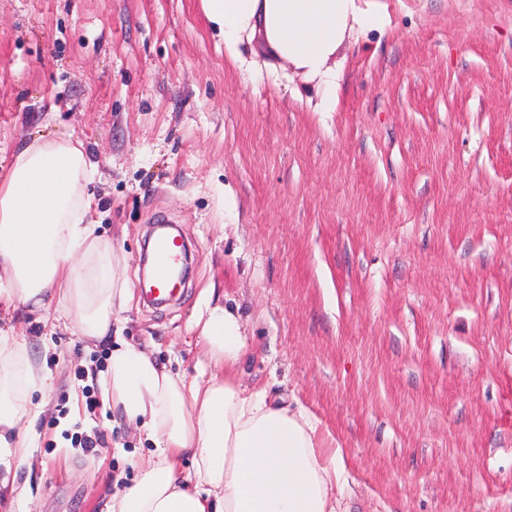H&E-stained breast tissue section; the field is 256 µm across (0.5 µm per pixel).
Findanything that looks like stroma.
Wrapping results in <instances>:
<instances>
[{
	"label": "stroma",
	"mask_w": 512,
	"mask_h": 512,
	"mask_svg": "<svg viewBox=\"0 0 512 512\" xmlns=\"http://www.w3.org/2000/svg\"><path fill=\"white\" fill-rule=\"evenodd\" d=\"M330 65L336 109L292 70L233 67L200 0H0V182L23 145L73 135L129 288L119 340L194 379L197 319L247 338L231 376L305 409L342 449L340 512H512V0H386ZM191 249L178 301L144 304L155 213ZM0 339L47 376L33 465L0 512H106L150 454L98 403L111 342L62 305L0 304ZM105 438L95 455L81 436Z\"/></svg>",
	"instance_id": "obj_1"
}]
</instances>
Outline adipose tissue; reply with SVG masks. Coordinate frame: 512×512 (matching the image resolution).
<instances>
[{
    "instance_id": "adipose-tissue-1",
    "label": "adipose tissue",
    "mask_w": 512,
    "mask_h": 512,
    "mask_svg": "<svg viewBox=\"0 0 512 512\" xmlns=\"http://www.w3.org/2000/svg\"><path fill=\"white\" fill-rule=\"evenodd\" d=\"M232 64L263 58L268 75L291 66L319 80L323 111L336 105L329 66L348 33L385 31L380 0H201ZM94 165L71 140L39 138L0 183V297L25 307L64 302L81 336L101 341L128 297L112 251L87 224L83 185ZM200 339L212 373L188 382L137 345L112 349L101 383L106 404L141 424L154 452L109 512H336L339 450L318 447L303 411L267 391L245 392L227 372L244 340L237 318L209 309ZM22 372H14V364ZM42 376L21 345L0 341V458L32 453L21 428ZM189 469H181L182 460Z\"/></svg>"
}]
</instances>
